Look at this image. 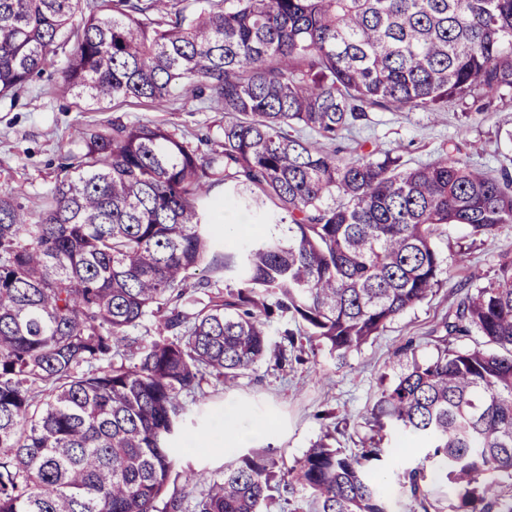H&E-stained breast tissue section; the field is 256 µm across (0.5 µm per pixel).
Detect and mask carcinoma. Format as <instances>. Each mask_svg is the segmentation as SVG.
<instances>
[{"mask_svg": "<svg viewBox=\"0 0 512 512\" xmlns=\"http://www.w3.org/2000/svg\"><path fill=\"white\" fill-rule=\"evenodd\" d=\"M184 2L99 0L76 26L84 0H0L1 97L53 55L63 97L157 107L179 89L224 112L207 153L117 117L80 133L40 210L0 194V512H183L168 486L184 398L252 370L274 316L344 360L440 285L442 227L512 224L505 169L448 155L407 169L394 150L342 143L372 110L511 90L512 0H224L196 16ZM218 170L268 226L257 240L217 232ZM147 317L157 338L128 362ZM441 328L436 355L400 364L370 417L432 448V470L396 474L422 512L433 482L453 512H512V250ZM472 336L483 342L448 347ZM384 452L396 456L320 441L282 481L319 512H397L363 465ZM273 477L246 457L187 484L201 487L195 512H259Z\"/></svg>", "mask_w": 512, "mask_h": 512, "instance_id": "1", "label": "carcinoma"}]
</instances>
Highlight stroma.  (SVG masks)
<instances>
[{
    "label": "stroma",
    "instance_id": "35a3bbf8",
    "mask_svg": "<svg viewBox=\"0 0 512 512\" xmlns=\"http://www.w3.org/2000/svg\"><path fill=\"white\" fill-rule=\"evenodd\" d=\"M60 79L59 65L50 64L15 95L0 97V192H18L28 209L40 208L80 132L107 127L113 117L130 123L150 121L215 142L223 139L224 114L207 100L186 101L176 96L149 110L126 104L99 106L84 99L57 97L54 86ZM353 136L382 151L397 150L410 168L448 154L496 174L512 158V92L476 113L461 102L433 114L373 111ZM437 245L446 267L440 286L388 323L380 336L352 352L346 362H338L327 348L299 334L285 346V363H277L270 353L233 388L210 385L199 411L214 449L194 450L198 432L189 428L184 435L189 452L180 457L179 468L219 476L225 467L240 464L242 458L257 452L281 474L323 437L352 456L367 450V440L373 435L380 436L381 447L395 446L396 436L373 428L368 412L399 372V348L410 346L421 360L435 355L433 330L455 310L468 287L494 276L503 251L512 247V224L489 238L472 236L468 227L452 225ZM238 404L249 410L244 426L264 423L265 437L228 450L224 447V410Z\"/></svg>",
    "mask_w": 512,
    "mask_h": 512
}]
</instances>
